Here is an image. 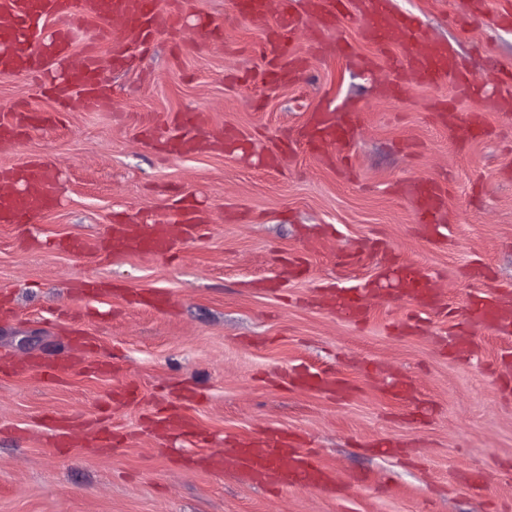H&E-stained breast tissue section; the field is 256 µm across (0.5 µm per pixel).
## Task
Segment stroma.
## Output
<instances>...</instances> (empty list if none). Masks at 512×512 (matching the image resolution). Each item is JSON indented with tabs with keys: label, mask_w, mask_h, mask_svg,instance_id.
Wrapping results in <instances>:
<instances>
[{
	"label": "stroma",
	"mask_w": 512,
	"mask_h": 512,
	"mask_svg": "<svg viewBox=\"0 0 512 512\" xmlns=\"http://www.w3.org/2000/svg\"><path fill=\"white\" fill-rule=\"evenodd\" d=\"M394 3L456 48L471 92L396 72L395 49L365 41L349 16L326 54L303 21L305 69L270 83L258 47L280 11L256 21L232 0H183L150 50L130 46L140 67L102 65L110 101L97 110L76 94L59 112L38 80L0 77V117L59 114L0 144V166L50 159L60 200L32 223H0V360L58 364L52 383L0 373V512H512V337L480 334L466 356L450 343L470 294L512 292V110L486 109L512 85L481 79L489 55L512 70V27L465 0ZM329 103L357 114L349 144L326 157L301 146L269 168V150ZM444 108L453 127L437 118ZM188 113L242 144L170 154ZM415 177L448 184V220L430 237L401 192ZM185 194L208 216L191 241L163 254L108 248L111 225L177 218ZM79 237L96 251L61 248ZM388 265L424 269L444 306L397 295ZM87 278L103 289L90 302L75 290ZM344 290L360 296V319L326 306ZM78 336L110 374L67 363ZM307 372L340 391L298 385ZM164 408L196 435L159 436ZM98 416L108 454L82 425ZM270 428L312 452L335 494L199 466Z\"/></svg>",
	"instance_id": "stroma-1"
}]
</instances>
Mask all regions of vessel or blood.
Here are the masks:
<instances>
[{
	"label": "vessel or blood",
	"instance_id": "1",
	"mask_svg": "<svg viewBox=\"0 0 512 512\" xmlns=\"http://www.w3.org/2000/svg\"><path fill=\"white\" fill-rule=\"evenodd\" d=\"M180 12L178 0H0V75L15 74L38 77L53 72L52 88L59 102H66L75 92L83 93L89 107H103L107 93L97 80L98 60L94 39L84 45L81 68L68 64L75 30L82 22L99 23L101 34L120 29L126 39L136 45H150L156 37L173 27ZM314 21L327 48L335 46L336 21L344 15L359 19L365 39L371 42L387 37L399 49L401 68L417 74L421 80L433 82L442 77H458L459 64L447 43L425 35L417 19L394 13L390 0H281L276 27L260 47L262 56L285 62L286 72L299 67L293 52L296 27L301 15ZM55 22L47 30V22ZM46 114L18 110L0 119V139L11 141L28 128L47 123ZM355 121L354 113L336 116L320 110L303 128L306 143L314 149L341 146L348 141V130ZM0 176L19 180L23 188L10 196H0L1 224H28L55 209L59 200L52 169L47 161L30 160L23 166L0 168ZM407 194L414 200L420 223L435 225L447 220L445 187L430 178L410 182ZM201 211L185 210L182 219L153 225L148 235L131 232L129 225L112 227V240L119 248L166 252L188 239L193 225L202 223ZM401 283L406 295L420 304L437 306L442 302L430 279L415 267L405 268ZM465 333L455 336L454 344L469 350L472 331L484 330L501 336L512 335V298L473 296L467 306ZM212 469H224L240 479L283 487L304 480L327 487L325 475L312 463L309 455L293 448L287 437L270 432L240 443L233 451L205 458Z\"/></svg>",
	"mask_w": 512,
	"mask_h": 512
}]
</instances>
